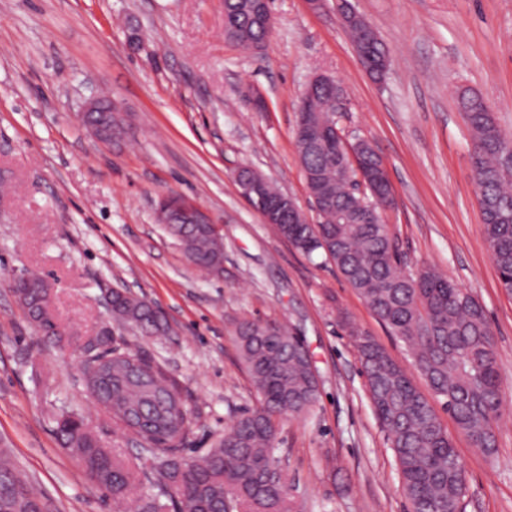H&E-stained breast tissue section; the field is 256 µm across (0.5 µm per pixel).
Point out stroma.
Returning <instances> with one entry per match:
<instances>
[{"label":"stroma","instance_id":"35a3bbf8","mask_svg":"<svg viewBox=\"0 0 512 512\" xmlns=\"http://www.w3.org/2000/svg\"><path fill=\"white\" fill-rule=\"evenodd\" d=\"M377 31L390 66L361 67L334 0H271L264 50L224 36L223 0H0V448L35 487L46 512H139L160 497L141 482L116 506L56 435L79 414L101 445L131 467L153 458L85 386L82 347L102 328L154 358L179 382L201 456L259 397L235 328L278 324L303 340L319 377L316 404L283 416L274 441L300 512H407L387 436L372 408L347 325L401 366L413 357L324 255H304L239 193L248 167L313 208L294 136L311 77L341 82L339 126L367 140L389 172L385 214L405 273L432 267L484 308L499 354L503 414L494 456L456 436L467 472L464 512H512V295L485 242L458 107L480 95L512 136V0H352ZM258 89L265 111L247 94ZM119 101L128 130L97 141L79 112L90 97ZM203 207L223 227L224 273L193 266L155 218L164 194ZM36 273L51 285L62 342L43 343L13 290ZM159 307L165 333L144 335L106 307L110 290Z\"/></svg>","mask_w":512,"mask_h":512}]
</instances>
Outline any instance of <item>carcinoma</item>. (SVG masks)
Wrapping results in <instances>:
<instances>
[{
	"mask_svg": "<svg viewBox=\"0 0 512 512\" xmlns=\"http://www.w3.org/2000/svg\"><path fill=\"white\" fill-rule=\"evenodd\" d=\"M224 17L247 29V36L225 30L228 40L255 50L269 33L251 24L249 0H224ZM471 129L477 182L484 212L483 235L492 253L501 288L512 294V139L506 137L482 97H461ZM304 173L336 184V204L320 212L318 224H280L281 235L300 252L322 253L360 295L378 320L414 349V364L430 392L440 401L460 433L488 455L496 452L495 428L503 406L495 338L483 307L452 279L431 268L407 275L400 268L395 242L384 223L363 224L355 213L372 200L349 190L340 175V143L308 151L296 142ZM187 260L215 271L224 260V243L200 226L168 224ZM19 301L41 338L59 336L50 312V294L32 276ZM112 314L144 333L160 331L151 310L138 300H116ZM373 409L388 434L401 489L410 512H463L467 491L464 467L453 438L411 375L370 336L351 334ZM242 361L260 404L239 417L224 437L200 458L184 450L189 411L158 422L146 390L126 381L130 362L138 364L154 394L178 389L177 382L152 357L124 348L112 349V368L99 383L101 397L112 400V417L132 430L128 412L141 409L153 420L140 428L141 441L157 461V478L174 512L206 506L207 512H297L286 481L268 480L275 465L276 420L301 417L314 406L318 385L302 341L274 323L240 322L235 330ZM61 439L83 462L87 477L120 501L140 478L112 458L85 430L81 417L69 414L59 427ZM37 493L0 458V512H33Z\"/></svg>",
	"mask_w": 512,
	"mask_h": 512,
	"instance_id": "1",
	"label": "carcinoma"
}]
</instances>
